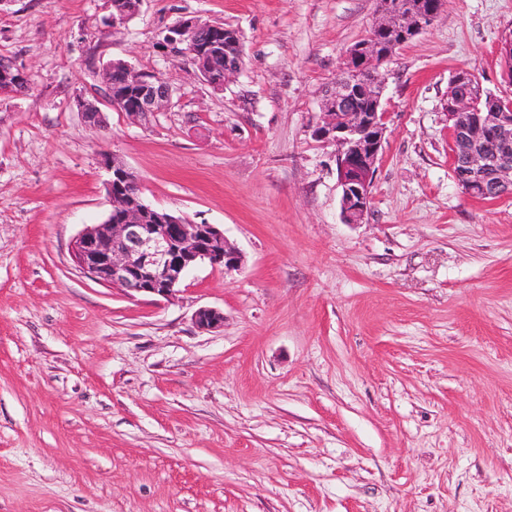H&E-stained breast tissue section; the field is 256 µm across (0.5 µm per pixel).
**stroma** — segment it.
I'll return each instance as SVG.
<instances>
[{"mask_svg": "<svg viewBox=\"0 0 512 512\" xmlns=\"http://www.w3.org/2000/svg\"><path fill=\"white\" fill-rule=\"evenodd\" d=\"M376 7L143 0L116 30L112 0H0L29 80L0 100V512H512V196L464 192L446 112L462 67L512 95V0H448L396 51L371 208L347 224L312 129ZM186 21L238 30L223 90L160 46ZM117 59L171 106L111 108ZM112 158L241 266L199 264L170 301L84 277L71 247L111 208Z\"/></svg>", "mask_w": 512, "mask_h": 512, "instance_id": "obj_1", "label": "stroma"}]
</instances>
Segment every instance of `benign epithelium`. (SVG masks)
Here are the masks:
<instances>
[{
  "label": "benign epithelium",
  "mask_w": 512,
  "mask_h": 512,
  "mask_svg": "<svg viewBox=\"0 0 512 512\" xmlns=\"http://www.w3.org/2000/svg\"><path fill=\"white\" fill-rule=\"evenodd\" d=\"M438 15L437 10L398 12L392 22L418 35ZM216 29L207 22L178 25L169 29L163 45L175 54L187 55L194 47H203L197 67L204 80L220 90L241 68L242 57L227 51L216 38ZM393 56L392 51L379 55L366 44L352 46L343 59L344 77L326 95L322 120L313 130L319 142L336 147L341 213L349 224L361 223L371 207L375 164L387 131L385 112H357L349 103L366 86L384 88L382 68ZM124 67L128 82L137 87L138 100L129 109V117L146 122L168 107V85L127 63ZM27 87L26 72L10 57L0 55V97H14ZM489 102L491 110L476 119L468 118V96L459 94L448 102L453 173L465 193L480 200L512 194V106L504 110V100L493 94ZM77 106L87 123L101 125L95 103L80 96ZM489 141L497 146L493 153L485 150ZM108 169L105 188L119 215L86 227L72 246L73 260L87 278L120 288L130 297L144 294L169 300L186 273L200 262L227 270L241 265L240 253L227 244L217 226L195 224L144 204L138 180L125 164L114 160ZM195 321L204 330L215 329L223 325L224 314L201 308Z\"/></svg>",
  "instance_id": "benign-epithelium-1"
}]
</instances>
